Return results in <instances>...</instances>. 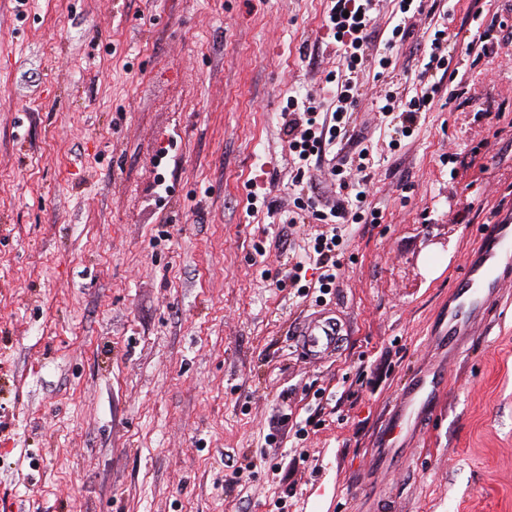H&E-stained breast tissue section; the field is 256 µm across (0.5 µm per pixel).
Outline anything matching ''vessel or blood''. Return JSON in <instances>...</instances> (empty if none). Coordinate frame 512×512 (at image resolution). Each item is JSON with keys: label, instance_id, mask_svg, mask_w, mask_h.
<instances>
[{"label": "vessel or blood", "instance_id": "vessel-or-blood-1", "mask_svg": "<svg viewBox=\"0 0 512 512\" xmlns=\"http://www.w3.org/2000/svg\"><path fill=\"white\" fill-rule=\"evenodd\" d=\"M512 277V212H500L486 225L479 245L457 280L460 290L448 304L449 335L462 336L493 297L501 282ZM339 321L311 315L296 333L299 350L308 358L319 359L334 353L341 340Z\"/></svg>", "mask_w": 512, "mask_h": 512}]
</instances>
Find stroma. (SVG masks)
Wrapping results in <instances>:
<instances>
[{"mask_svg": "<svg viewBox=\"0 0 512 512\" xmlns=\"http://www.w3.org/2000/svg\"><path fill=\"white\" fill-rule=\"evenodd\" d=\"M327 5L0 0V512H512V279L433 338L512 208V0H424L393 83L420 93L445 27L465 104L400 146L363 72L341 146L380 218L339 225L323 296L280 110L342 66ZM300 261L303 295L277 285ZM316 311L348 336L311 360ZM419 379L433 415L381 444Z\"/></svg>", "mask_w": 512, "mask_h": 512, "instance_id": "stroma-1", "label": "stroma"}]
</instances>
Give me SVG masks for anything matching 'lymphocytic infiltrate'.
<instances>
[{
  "instance_id": "obj_1",
  "label": "lymphocytic infiltrate",
  "mask_w": 512,
  "mask_h": 512,
  "mask_svg": "<svg viewBox=\"0 0 512 512\" xmlns=\"http://www.w3.org/2000/svg\"><path fill=\"white\" fill-rule=\"evenodd\" d=\"M376 11L377 0H329L320 39L340 47L343 68L340 73L326 76L328 89L323 99L296 94L288 97L285 106L288 118L283 123L284 133L290 152L299 162V175H306L313 160L334 150L348 134L352 110L362 87L360 75L368 60H375L383 71L391 66L388 56L372 58L367 53ZM423 38L428 60L416 79L423 85L424 94L405 99L389 92L375 103L379 114L393 121L395 132L406 138L412 136L422 112L429 110L432 98L439 91L435 75L446 74L452 82L458 78L446 49L447 31L428 28ZM365 158L362 151L345 154L332 166V175L341 179V193L334 205L319 210L314 199L309 198L298 200V209L314 211L317 220L325 224L360 223L368 197Z\"/></svg>"
}]
</instances>
